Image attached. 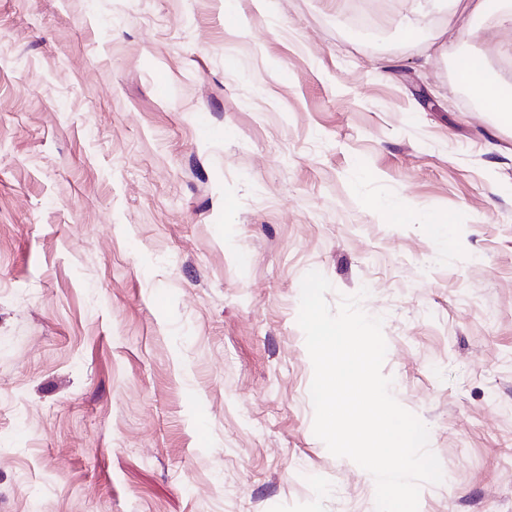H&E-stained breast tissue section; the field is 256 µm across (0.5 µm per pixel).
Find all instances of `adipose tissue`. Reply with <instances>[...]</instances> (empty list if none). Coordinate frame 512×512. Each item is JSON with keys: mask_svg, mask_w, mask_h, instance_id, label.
<instances>
[{"mask_svg": "<svg viewBox=\"0 0 512 512\" xmlns=\"http://www.w3.org/2000/svg\"><path fill=\"white\" fill-rule=\"evenodd\" d=\"M454 65L457 81L480 100L482 111L503 116L506 103H512V80L501 75L483 77L482 59L470 53H457Z\"/></svg>", "mask_w": 512, "mask_h": 512, "instance_id": "adipose-tissue-1", "label": "adipose tissue"}]
</instances>
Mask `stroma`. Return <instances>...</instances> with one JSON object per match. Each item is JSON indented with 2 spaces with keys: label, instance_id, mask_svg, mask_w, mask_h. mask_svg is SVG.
<instances>
[{
  "label": "stroma",
  "instance_id": "stroma-1",
  "mask_svg": "<svg viewBox=\"0 0 512 512\" xmlns=\"http://www.w3.org/2000/svg\"><path fill=\"white\" fill-rule=\"evenodd\" d=\"M446 20L0 0V512H376L313 432L312 270L383 320L444 476L419 512H512V129L452 56L512 26L431 53ZM385 211L396 224H425L433 237L443 241L446 246L449 241V225L445 217L428 214L422 217L400 200H390L383 203ZM448 227V231H447Z\"/></svg>",
  "mask_w": 512,
  "mask_h": 512
}]
</instances>
